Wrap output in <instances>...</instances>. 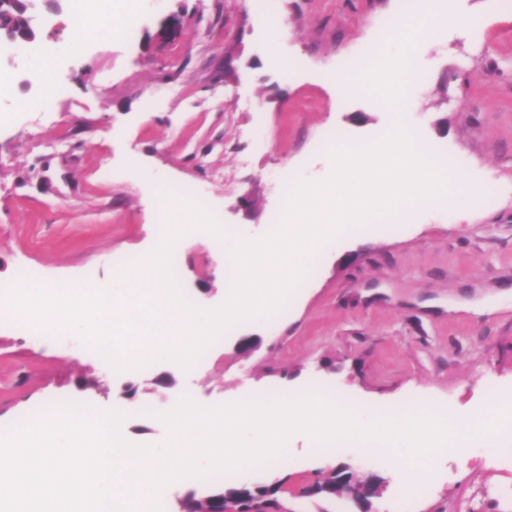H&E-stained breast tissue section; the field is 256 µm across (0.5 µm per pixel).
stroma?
Returning <instances> with one entry per match:
<instances>
[{
    "mask_svg": "<svg viewBox=\"0 0 512 512\" xmlns=\"http://www.w3.org/2000/svg\"><path fill=\"white\" fill-rule=\"evenodd\" d=\"M272 2L284 20L274 47L252 0H141L133 38L71 52V0L56 11L34 0L65 92L24 112L0 101V286L23 259L49 285L91 272L98 287L147 297L126 265L147 261L162 239L161 189H180L215 215L226 239L192 231L190 245L175 246V280L190 303L217 307L230 289L228 242L265 236L287 189L329 175L327 133L358 147L390 130L395 114L382 99L337 93L332 78L343 62L373 56L400 0ZM434 10L481 25L463 34L440 26L418 40L411 134L462 182L494 186L492 203H410L383 226L348 229L310 259L277 312L233 325L188 371L168 360L105 370L82 330L33 342L9 328L12 308L0 302V429L26 410L74 400L123 412L130 442L159 444L169 437L159 414L185 397L212 408L320 391L370 415L435 406L463 420L491 388L512 394V6L436 0ZM174 14L180 34L168 40ZM246 337L254 347L244 351ZM163 375L171 386L155 385ZM500 423L494 455L442 453L440 470L420 478L430 492L409 497L406 512H512V421ZM313 445L293 436L286 459L240 475L282 481L272 512H356L349 500L299 493L347 464L384 477L373 508L393 512L404 452L368 453L350 439L321 457Z\"/></svg>",
    "mask_w": 512,
    "mask_h": 512,
    "instance_id": "stroma-1",
    "label": "stroma"
}]
</instances>
